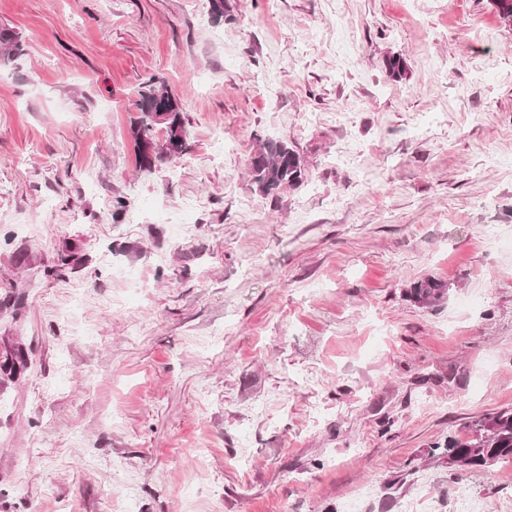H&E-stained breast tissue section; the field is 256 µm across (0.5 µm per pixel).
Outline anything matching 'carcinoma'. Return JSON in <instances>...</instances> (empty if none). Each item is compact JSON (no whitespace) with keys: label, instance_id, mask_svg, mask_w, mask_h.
<instances>
[{"label":"carcinoma","instance_id":"obj_1","mask_svg":"<svg viewBox=\"0 0 512 512\" xmlns=\"http://www.w3.org/2000/svg\"><path fill=\"white\" fill-rule=\"evenodd\" d=\"M490 3L501 22L511 28L512 0H490ZM22 55L20 33L11 28H0V68L14 65ZM386 71L394 80L402 78L407 72L405 59L397 54L388 57ZM137 112L139 117L134 121L131 133L142 170L150 171L187 151L182 104L157 79L151 78L139 87ZM157 126L165 128L166 138L163 145L152 153L146 145L153 140L152 134ZM249 173L257 190L270 195L283 187L301 184L305 168L288 143L266 140L251 157ZM447 292L444 283L426 279L413 284L408 298L419 306L430 307L443 301ZM440 456L446 459L448 467L455 470L484 469L500 460L512 459V409L483 417L475 423L467 438H448Z\"/></svg>","mask_w":512,"mask_h":512}]
</instances>
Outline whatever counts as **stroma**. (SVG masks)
Returning a JSON list of instances; mask_svg holds the SVG:
<instances>
[{
    "label": "stroma",
    "mask_w": 512,
    "mask_h": 512,
    "mask_svg": "<svg viewBox=\"0 0 512 512\" xmlns=\"http://www.w3.org/2000/svg\"><path fill=\"white\" fill-rule=\"evenodd\" d=\"M0 27V512H512L511 460L432 455L512 408L489 0H0ZM153 76L189 148L145 172ZM272 138L306 169L274 197ZM23 51L20 33L11 28H0V68L13 66ZM249 173L257 190L270 195L283 187L301 184L305 168L288 143L266 140L251 157ZM448 289L441 281L426 279L413 284L408 293V298L418 306H435L444 300Z\"/></svg>",
    "instance_id": "35a3bbf8"
}]
</instances>
